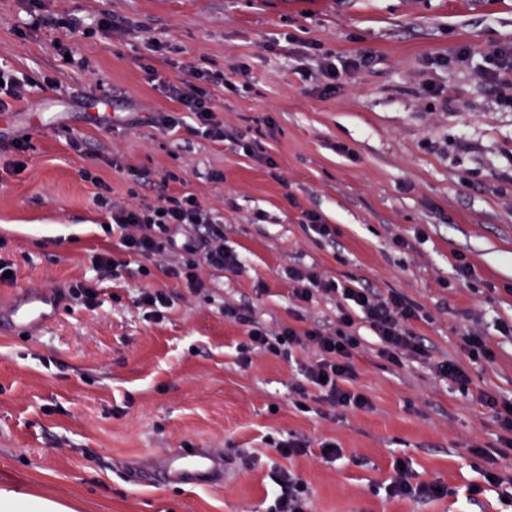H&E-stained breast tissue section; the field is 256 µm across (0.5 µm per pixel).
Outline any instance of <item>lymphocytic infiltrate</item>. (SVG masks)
Returning <instances> with one entry per match:
<instances>
[{"label": "lymphocytic infiltrate", "mask_w": 512, "mask_h": 512, "mask_svg": "<svg viewBox=\"0 0 512 512\" xmlns=\"http://www.w3.org/2000/svg\"><path fill=\"white\" fill-rule=\"evenodd\" d=\"M23 26L27 29L49 26L68 35L77 32L91 35L111 31L113 20L110 13L102 11L81 27L70 16L45 15L33 9ZM183 72L179 83L163 85L165 94L179 104L180 115L156 113L154 124L166 131L183 127L210 142H223L227 134L212 97L213 87L224 84L223 74L196 64L185 65ZM476 74L494 89L500 104L512 107V43L496 48L487 66L477 68ZM82 177L95 187L94 202L107 213L110 229L117 233L120 242L119 253L101 251L93 255L95 268L117 279L127 269L130 258L139 257L143 260L138 267L142 277L150 278L160 272L195 293L206 288L199 274L200 267L231 273L242 269L241 255L224 244L222 222L216 220L196 194L186 192L154 203L129 205L113 199L111 187L97 171L83 169ZM288 280L295 311L304 310L316 296H335L334 328L300 330L288 324L274 329L257 321L250 305H225V320L247 328L248 344L238 356L241 366L250 365L249 353L254 349L287 358L297 351H312L315 359L303 365V380L297 384L296 393L305 398L314 387L320 392L319 402L338 411L370 410L373 404L358 387L354 365L363 343L353 328L363 322L378 340L377 358L398 367L409 361L422 363L440 381L467 390L469 376L460 363L448 357H434L413 332L414 324L429 321L430 316L404 292L393 289L384 293L329 279L312 266L289 268ZM478 401L492 414L502 436L500 448H477L473 454L488 461V468L482 469L481 474L491 478L493 488L512 487V475L494 465L496 458L512 451V399L482 392ZM273 483L269 512H307V485L300 475L283 469L274 475Z\"/></svg>", "instance_id": "lymphocytic-infiltrate-1"}]
</instances>
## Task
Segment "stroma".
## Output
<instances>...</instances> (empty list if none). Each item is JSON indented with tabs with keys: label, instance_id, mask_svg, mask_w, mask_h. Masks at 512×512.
Listing matches in <instances>:
<instances>
[{
	"label": "stroma",
	"instance_id": "stroma-1",
	"mask_svg": "<svg viewBox=\"0 0 512 512\" xmlns=\"http://www.w3.org/2000/svg\"><path fill=\"white\" fill-rule=\"evenodd\" d=\"M48 13L108 11L132 34L74 41L89 59L71 70L56 31L18 35L27 0H0V63L53 85L37 89L46 122L27 101L0 121V256L14 264L0 305L14 290L96 282L97 304L65 298L57 319L28 337L0 333V487L16 485L64 502L71 512H267L273 475L307 483L308 512H512L482 487L485 462L473 447H499L501 431L477 402L487 391L512 398V109L474 79L498 44L512 41V0H42ZM296 42H288V35ZM164 40L169 63L151 80L146 41ZM468 64H454L461 47ZM369 64L321 95L319 54L344 66ZM436 57L451 58L446 67ZM193 62L229 73L215 104L230 141L214 144L159 129L153 113L177 111L163 82ZM28 137L26 166L6 171L11 142ZM252 145L245 155L238 141ZM116 158L117 166L100 163ZM97 167L114 199L154 202L195 193L222 220L240 273L201 267L206 292L164 275L118 280L95 271L93 254L117 250L106 214L81 176ZM222 170L224 179L208 174ZM183 183L164 184L166 172ZM335 225L334 241L308 231L306 212ZM410 246L397 248L395 237ZM467 262L474 279L459 281ZM302 263L357 286L404 291L430 313L414 331L439 357L463 363L467 392L428 367L377 358L367 326L358 384L369 411L335 415L322 403L293 405L303 353L252 352L238 364L244 326L225 321L228 302L251 304L268 325L291 323L288 265ZM264 293H257V283ZM172 298L163 319H146L141 288ZM478 317L496 356L469 362L458 335ZM296 436L308 454L281 457ZM335 441L340 459L321 458ZM220 448L231 463L208 488L130 482L131 466L174 448ZM447 497H390L395 459Z\"/></svg>",
	"mask_w": 512,
	"mask_h": 512
}]
</instances>
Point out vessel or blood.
<instances>
[{
	"mask_svg": "<svg viewBox=\"0 0 512 512\" xmlns=\"http://www.w3.org/2000/svg\"><path fill=\"white\" fill-rule=\"evenodd\" d=\"M63 299L59 288L20 291L8 307H0V330L16 334L35 331L57 316ZM226 468L222 449L177 448L155 460L152 473L158 485L203 487L223 483Z\"/></svg>",
	"mask_w": 512,
	"mask_h": 512,
	"instance_id": "b4317fda",
	"label": "vessel or blood"
}]
</instances>
